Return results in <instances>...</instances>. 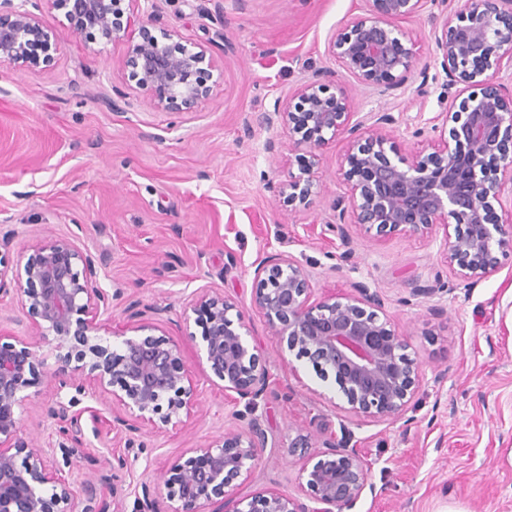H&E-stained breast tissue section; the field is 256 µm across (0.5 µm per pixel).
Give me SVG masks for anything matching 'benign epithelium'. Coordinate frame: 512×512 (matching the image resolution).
Segmentation results:
<instances>
[{"label":"benign epithelium","mask_w":512,"mask_h":512,"mask_svg":"<svg viewBox=\"0 0 512 512\" xmlns=\"http://www.w3.org/2000/svg\"><path fill=\"white\" fill-rule=\"evenodd\" d=\"M126 0H0V64L20 71L47 73L56 63L59 36L47 20L60 14L75 33L110 42L132 27L138 41L121 68L163 112L185 113L205 97L216 60L207 50L175 40V32L156 28L157 0H145L144 16ZM368 13L338 32L330 52L344 75L314 69L294 94L296 103L276 100L259 123L281 129L302 152L299 174L271 186L283 203L299 211L314 207L318 184L313 171L317 151L329 138L344 136L347 151L341 176L345 196L332 204L334 224L345 245V231L356 224L375 236L427 233L440 226L448 266L466 288L493 275L495 248L512 243V225L495 218L505 183L512 184V88L499 81L503 61L512 63V0H368ZM441 7L433 29L439 65L448 87H459L448 111L440 113L447 138L434 151L403 154L393 135L395 117L376 112L370 124L349 123L352 100L347 79L382 93L403 88L413 74L414 53L402 41L398 22L426 4ZM257 286L251 307L286 344L285 352L330 371L349 412L378 420H397L411 408L423 373L405 353L404 335L383 310V298L365 284L342 300L310 301L307 270L293 256L269 255L254 270ZM12 279L26 287L30 317L27 337L0 332V512H121L113 473L127 465L128 451L144 447L138 423L177 425L195 402L192 367L183 346L156 336L154 323L142 319L112 332L103 341L99 316L112 309V293L99 282L97 256L70 237L32 246L16 264ZM197 331L188 333L198 347L196 366L245 412L248 428H226L202 448H189L156 478L145 474L135 492L132 512H352L363 492L374 490L371 472L352 433L324 439V450L307 453L310 442L297 435L291 456L306 461L300 479L304 498L258 493L228 498V488L261 458L267 437L254 414L266 397L272 374L248 331L238 306L223 293L201 290L186 303ZM51 341L56 369L43 370L36 348ZM57 392H74L68 401L36 405L45 419L60 423L53 448H36L20 435L18 411L25 391L43 379ZM93 392L112 397V429L124 435L125 452L99 460L102 473L80 487L63 474L73 470L81 444L79 396ZM167 493H162V490Z\"/></svg>","instance_id":"obj_1"}]
</instances>
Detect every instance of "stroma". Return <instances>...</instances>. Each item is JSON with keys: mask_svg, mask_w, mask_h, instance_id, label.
Returning <instances> with one entry per match:
<instances>
[{"mask_svg": "<svg viewBox=\"0 0 512 512\" xmlns=\"http://www.w3.org/2000/svg\"><path fill=\"white\" fill-rule=\"evenodd\" d=\"M368 9L366 0H160L158 24L207 48L217 67L211 92L188 113L157 110L119 65L137 33L92 42L63 31L58 62L48 73L0 64V257L26 260L41 240L73 235L100 256L99 281L112 294L109 324H135L157 309L159 334L182 342L185 304L203 289L235 301L269 361L275 391L261 424L268 444L258 465L230 494L248 499L274 490L302 493V458L288 454L297 433L312 446L340 428L351 430L371 470L374 491L353 512H512V246L498 250L499 270L464 288L446 262L442 229L379 238L349 226L353 258L332 223L331 205L346 185L338 177L346 143L336 137L319 151L314 210L279 202L273 184L299 172V156L282 131L245 128L243 120L275 99H291L309 70L334 66L329 44ZM415 69L427 70L392 94L353 91L354 120L371 112L396 119L402 153L421 149L413 138L448 109L447 78L435 63L429 11L403 20ZM223 29L225 44L213 43ZM129 104L106 107L113 88ZM277 139V154L264 145ZM286 252L309 272L311 298L354 295L358 284L378 290L384 312L403 332L424 380L406 420L377 421L349 413L333 379L303 360L283 365L280 339L250 305L256 263ZM415 288L428 296L411 298ZM195 404L182 424L141 427L144 448L115 479L126 512L144 473L160 474L188 448H200L229 427H244L239 406L201 373H193ZM77 469L123 452L114 441L112 404L88 394Z\"/></svg>", "mask_w": 512, "mask_h": 512, "instance_id": "35a3bbf8", "label": "stroma"}]
</instances>
